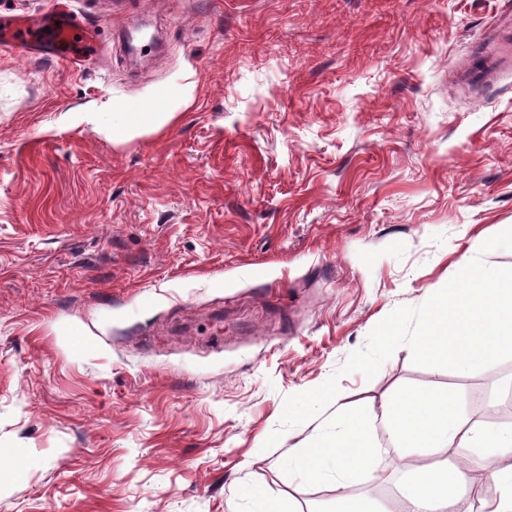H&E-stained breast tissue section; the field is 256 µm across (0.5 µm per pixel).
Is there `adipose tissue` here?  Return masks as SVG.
I'll return each instance as SVG.
<instances>
[{
  "label": "adipose tissue",
  "instance_id": "adipose-tissue-1",
  "mask_svg": "<svg viewBox=\"0 0 512 512\" xmlns=\"http://www.w3.org/2000/svg\"><path fill=\"white\" fill-rule=\"evenodd\" d=\"M177 115L176 106L163 110L142 107L113 113L107 133L113 142L156 131ZM327 427L315 428L306 447L292 448L288 460L309 477L327 475L336 481V512H348L356 499L354 476L373 467L382 454L372 434L376 420L393 431L399 470L407 481L399 495V512H512V427L492 429L461 410L456 395L439 389L413 390L388 400L380 417L345 403L329 391ZM454 448L459 461L449 468L430 465V458ZM497 487L484 494L485 481Z\"/></svg>",
  "mask_w": 512,
  "mask_h": 512
}]
</instances>
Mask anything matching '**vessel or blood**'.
<instances>
[{
  "mask_svg": "<svg viewBox=\"0 0 512 512\" xmlns=\"http://www.w3.org/2000/svg\"><path fill=\"white\" fill-rule=\"evenodd\" d=\"M17 48L25 55L53 58L70 64L98 55L94 29L78 21L67 9L24 19L0 18V46ZM512 66V11L501 14L474 45L473 79L498 75Z\"/></svg>",
  "mask_w": 512,
  "mask_h": 512,
  "instance_id": "obj_1",
  "label": "vessel or blood"
}]
</instances>
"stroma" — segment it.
<instances>
[{
	"instance_id": "35a3bbf8",
	"label": "stroma",
	"mask_w": 512,
	"mask_h": 512,
	"mask_svg": "<svg viewBox=\"0 0 512 512\" xmlns=\"http://www.w3.org/2000/svg\"><path fill=\"white\" fill-rule=\"evenodd\" d=\"M102 56L0 48V512H307L288 464L325 382L512 227V78L457 73L503 0H71ZM112 142L86 112L181 85ZM512 391V359L339 380ZM280 432L272 448L264 443ZM192 87L193 83L183 86L175 95L178 104L173 103L161 111L146 106H140L141 112H132L129 106L120 108L123 112L112 113V127H105V132L112 137L113 142L120 143L135 133L161 129L176 117L179 104L189 101Z\"/></svg>"
}]
</instances>
